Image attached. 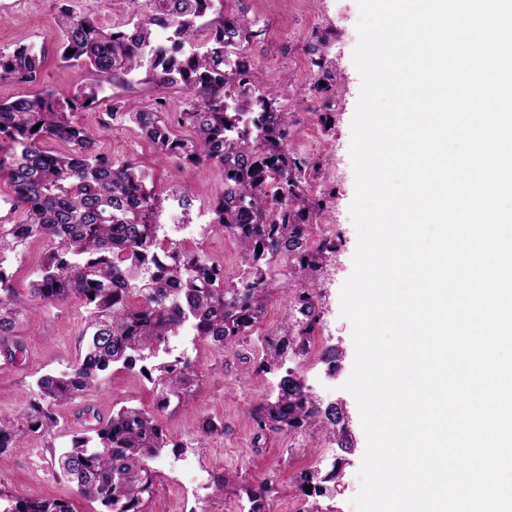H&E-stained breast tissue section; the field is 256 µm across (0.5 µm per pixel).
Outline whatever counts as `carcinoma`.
<instances>
[{"label": "carcinoma", "instance_id": "carcinoma-1", "mask_svg": "<svg viewBox=\"0 0 512 512\" xmlns=\"http://www.w3.org/2000/svg\"><path fill=\"white\" fill-rule=\"evenodd\" d=\"M144 2L129 22L104 29L90 15L74 14L70 0H57L56 52L64 63L86 66L91 82L67 98L42 90L0 101V179L27 212L22 224H0V355L13 361L21 352L9 333L29 301L52 305L78 297L89 310L79 363L36 382L27 413L31 430L51 428L52 406L94 391L115 364L134 368L186 326L219 347L247 335L265 314L271 270L282 259L295 284L291 313L280 333L266 339L260 368L279 369L288 353L305 351L319 322L317 272L333 243L308 241L306 230L324 210L308 194L316 166L288 151L291 116L276 106L272 92L255 90L243 61V47L261 31L213 10V0ZM161 28L168 31L167 45L156 42ZM184 43L199 47L184 55ZM45 58V50L25 45L0 52V85L34 81ZM142 68L144 81L186 94L187 109L177 123L157 107H129V76ZM106 82L120 89L107 108L111 121L135 124L162 157L222 170L224 188L213 203L212 223L238 241L240 278L215 282L199 255L160 240L163 200L147 174L132 161L101 154L96 132L76 120L77 113L103 102ZM48 138L64 141L68 150H45ZM32 239L50 247L27 300L14 292L5 264ZM155 371L161 409L192 397V368L170 362ZM253 414L261 431L320 423L344 434L340 409L317 404L290 373L280 377L275 400ZM89 432L58 457L62 475L106 512H144L156 484L147 461L170 445L161 425L139 409L122 407ZM2 497L3 512H73L65 501Z\"/></svg>", "mask_w": 512, "mask_h": 512}]
</instances>
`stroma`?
Returning <instances> with one entry per match:
<instances>
[{
  "instance_id": "obj_1",
  "label": "stroma",
  "mask_w": 512,
  "mask_h": 512,
  "mask_svg": "<svg viewBox=\"0 0 512 512\" xmlns=\"http://www.w3.org/2000/svg\"><path fill=\"white\" fill-rule=\"evenodd\" d=\"M223 7L225 15L244 18L261 30L260 40L246 45L244 51L252 81L262 89L278 90L281 107L294 121L290 152L318 164L311 195L323 203L319 221L332 227L335 249L320 277L326 294L315 337L307 353L289 355L285 367L317 402L340 407L349 442L341 444L317 425L261 438L249 414L250 408L274 400L278 392L279 372H264L259 362L265 338L289 311V274L276 275L263 319L240 342L222 348L199 339L190 343L196 385L189 404L174 412L158 411V386L139 371L116 364L103 375L96 392L56 407L57 424L47 432L28 430L27 407L39 377L76 364L87 309L76 299L36 304L24 312L14 330L23 354L13 363L0 359V427L17 433L15 448L0 467L1 493L62 500L73 512H101L99 502L80 496L60 474L57 458L96 419L132 407L155 415L172 442L149 462L157 484L145 501V512L168 508L171 478L185 465L204 479L192 502L197 512H253L249 491L263 484L272 488L266 512H355L352 500L360 489L358 472L366 437L357 403L343 388L352 372L355 350L352 325L341 315V290L353 272L358 242L350 212L355 198L351 123L361 86L352 59L358 42L357 0H320L315 16L310 13V0H223ZM55 16V0H0V51L7 53L20 45L47 51L36 81L2 84L0 99H15L44 88L66 97L89 82L91 75L85 68L57 59L52 42ZM317 33L325 38L319 67L312 65L310 52ZM325 79L330 80L331 91L323 96L314 91L313 83ZM77 119L90 127H102V151L133 161L149 173L165 199V209H178L184 223H196L199 210L211 208L224 186L219 169L189 165L174 156L158 157L135 125L109 122L103 109L78 113ZM185 184L193 196L187 210L181 209L179 201ZM185 245L205 257L223 259L228 278L237 276L238 248L216 227L196 232ZM46 249L45 242L34 241L12 256L7 270L19 294H28ZM204 416L223 423L224 430L202 441L196 426ZM306 472L322 476L319 493L305 495L301 476Z\"/></svg>"
}]
</instances>
